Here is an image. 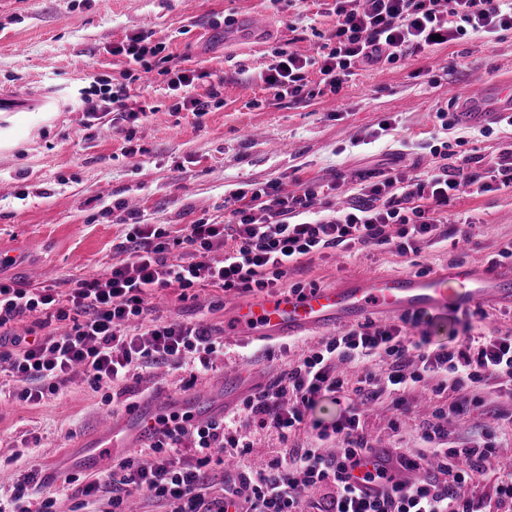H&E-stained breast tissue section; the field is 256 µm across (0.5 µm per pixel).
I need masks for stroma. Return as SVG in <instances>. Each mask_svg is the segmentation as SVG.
Here are the masks:
<instances>
[{
  "instance_id": "obj_1",
  "label": "stroma",
  "mask_w": 512,
  "mask_h": 512,
  "mask_svg": "<svg viewBox=\"0 0 512 512\" xmlns=\"http://www.w3.org/2000/svg\"><path fill=\"white\" fill-rule=\"evenodd\" d=\"M334 0H0V254L15 255L0 267V280L29 288H58L120 262V245L132 217L176 231L200 217L224 221V198L250 184L279 179L294 194L307 185L337 180L350 189L375 172L394 167L414 176L437 164L431 146L463 138L465 154L489 162L512 149V128L493 122L483 128L456 124L443 129V112L454 95L512 78V31L490 37L471 34L435 52L373 67L358 66L351 81L333 94L308 82L301 99L274 100L261 80L286 48L315 54L336 26ZM268 20L263 43L253 22ZM148 33L166 46L148 57L147 78L115 54L127 37ZM195 70L193 93L212 96L209 112H175L168 90V55ZM125 85L131 108L153 110L132 124L122 113L112 122L85 128L83 112L71 103L91 92L93 78ZM219 95H212V88ZM131 126L137 155L122 153L119 128ZM443 215L449 223H471V242L422 244L418 255L391 248L351 249L349 257L314 255L294 278L318 288L365 275L437 272L468 264L512 275V258L499 250L512 243V188L476 196L457 193ZM448 306L428 314L423 328L432 343L450 337L512 331V303L486 305L474 316L466 289L455 286ZM235 295L198 289L179 299L175 290L155 300L163 321H204L224 339V354L206 380L223 382L231 367L255 370L270 382L295 363L314 337L238 344L224 332V313ZM188 369L131 371L125 385L95 390L74 376L61 398L31 405L0 385V497L8 498L26 472L35 470L59 491L56 512H80L75 465L80 442L97 433L108 414L128 402L182 390ZM478 407L459 418L448 436L454 448L491 434L497 453L482 476L461 487L463 495H493L512 459V435L501 433L512 401L492 386L480 387ZM413 411L393 430L390 397L368 412L365 429L378 448H418L422 426L432 417L423 392L411 396Z\"/></svg>"
}]
</instances>
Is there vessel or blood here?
I'll return each mask as SVG.
<instances>
[{"instance_id": "b4317fda", "label": "vessel or blood", "mask_w": 512, "mask_h": 512, "mask_svg": "<svg viewBox=\"0 0 512 512\" xmlns=\"http://www.w3.org/2000/svg\"><path fill=\"white\" fill-rule=\"evenodd\" d=\"M510 112L512 88L490 83L480 94L457 108L455 117L461 124L479 126ZM455 283L468 285L469 297L477 304L485 303L491 297L512 299V279L457 265L430 276L413 273L376 275L354 278L333 288L304 294L281 292L234 304L231 314L243 341L274 340L335 324L360 322L379 309L391 313H423L445 303L448 290ZM213 392V387L206 385L187 395L165 394L135 413L106 418L97 438L111 448L113 458L126 457L153 440L160 427L159 420L167 409L191 407L192 418L196 421L214 415L218 406L213 401ZM379 467L385 469L389 477L398 475L397 470L389 467L385 449L377 448L360 466L351 470V483L363 493L373 492L374 484L365 482L363 475L365 471Z\"/></svg>"}]
</instances>
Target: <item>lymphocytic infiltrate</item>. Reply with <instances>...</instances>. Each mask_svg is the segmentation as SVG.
Here are the masks:
<instances>
[{
	"label": "lymphocytic infiltrate",
	"instance_id": "obj_1",
	"mask_svg": "<svg viewBox=\"0 0 512 512\" xmlns=\"http://www.w3.org/2000/svg\"><path fill=\"white\" fill-rule=\"evenodd\" d=\"M336 16L319 57L278 51L263 78L276 99L298 97L313 69L337 94L356 66L428 54L470 33L512 30V0H336ZM128 98L125 87L108 85L83 98L81 109L97 123L114 112L134 121L138 113L128 108ZM471 162L466 156L423 178L389 169L360 184L340 209L321 186L288 195L279 181L259 183L225 197L224 223L202 217L173 236L134 225L126 236L125 260L107 272L69 280L66 291L0 282V373L15 383L19 399L37 404L59 395L77 370L96 388L125 381L134 367L182 368L190 355L197 371L207 372L223 342L203 323L152 318L149 300L157 292H270L305 260L329 250L391 246L415 255L426 241L468 239L465 225L444 222L442 208L463 189L480 195L512 187V153L491 161L485 174ZM217 252L222 260H214ZM23 317H42L62 329L33 338L14 335L9 325ZM376 358L385 365L379 375L366 368ZM340 362L365 366L357 386L337 376ZM482 383L512 400L511 333L467 335L435 347L429 336L413 339L401 325L365 322L323 339L275 382L246 396L241 416L203 425L190 424L184 413L166 416L155 442L105 475L85 480L79 493L91 504L107 503L111 512H127L138 494L164 501L169 512H512V468L492 497L457 492L459 484L482 475L492 444L444 445L449 421L479 403L476 388ZM420 388L431 396L434 419L422 428L423 447L395 454L397 463L420 471V478L362 496L347 471L374 450L364 428L368 406L391 394L394 422L403 424L411 409L407 395ZM348 392L355 406L319 432V446H289L319 398ZM242 419L255 432L278 439L268 464L246 465L253 446L239 432ZM324 442L333 443V450H321ZM227 460L235 466L225 471L223 487L215 488L209 471ZM55 503L31 471L14 487L10 506L11 512H54Z\"/></svg>",
	"mask_w": 512,
	"mask_h": 512
}]
</instances>
